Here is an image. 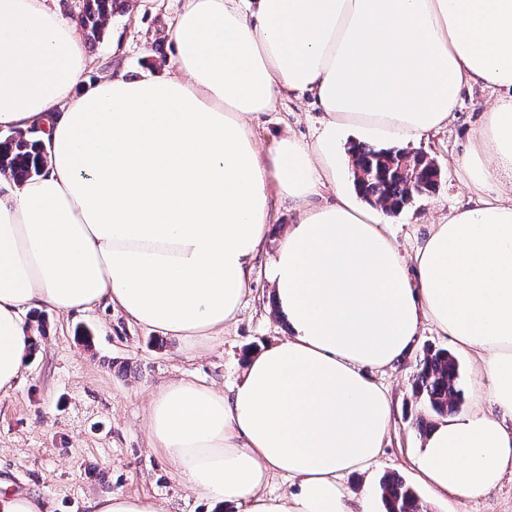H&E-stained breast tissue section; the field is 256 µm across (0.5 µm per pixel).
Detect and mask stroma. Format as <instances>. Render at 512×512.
<instances>
[{
    "label": "stroma",
    "mask_w": 512,
    "mask_h": 512,
    "mask_svg": "<svg viewBox=\"0 0 512 512\" xmlns=\"http://www.w3.org/2000/svg\"><path fill=\"white\" fill-rule=\"evenodd\" d=\"M184 6L185 0H128L103 37L87 45L83 89L114 71L133 79L165 75L175 57L170 28ZM490 105V93H462L448 128L406 143V150L433 158L442 176L432 194L414 197L392 215L388 230L402 254H413L429 224L466 202L456 161ZM323 120L311 96L282 100L258 120L260 147L274 149L288 129L314 142ZM266 266V259L256 262L236 322L210 340L163 336L104 306L85 313L34 311L41 326L36 355L14 391L0 397V483L37 498L45 512H91L94 500L112 495L148 496L165 512H208L207 503L178 481L162 452L151 448L145 409L153 393L181 378L229 390L240 378L245 351L286 337L270 308ZM451 346L426 324L406 355L373 372L393 396L391 426L369 475L351 474L347 483L375 487L395 473L421 495L429 512H512L511 471L479 499L434 495L415 475L412 457L423 442L415 423L428 413L413 392L416 365L426 348Z\"/></svg>",
    "instance_id": "obj_1"
}]
</instances>
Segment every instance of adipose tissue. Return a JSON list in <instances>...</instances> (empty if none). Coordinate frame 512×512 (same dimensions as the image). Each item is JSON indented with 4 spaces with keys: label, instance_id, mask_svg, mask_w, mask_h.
<instances>
[{
    "label": "adipose tissue",
    "instance_id": "obj_1",
    "mask_svg": "<svg viewBox=\"0 0 512 512\" xmlns=\"http://www.w3.org/2000/svg\"><path fill=\"white\" fill-rule=\"evenodd\" d=\"M176 72L79 86L84 43L45 0H0V129L42 130L43 173L0 178V396L37 343L34 309L104 304L188 340L231 325L272 224L296 220L268 267L283 341L250 353L229 392L153 394L152 448L217 512H374L353 492L393 413L370 376L430 323L478 357L512 416V0H186ZM494 96L458 161L469 196L413 258L385 210L338 190L336 133L419 140L463 91ZM311 95L314 143L262 152L255 121ZM413 464L431 490L485 497L512 468V428L473 408L437 423ZM295 489L268 496L273 475Z\"/></svg>",
    "mask_w": 512,
    "mask_h": 512
}]
</instances>
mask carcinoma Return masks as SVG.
Masks as SVG:
<instances>
[{
    "mask_svg": "<svg viewBox=\"0 0 512 512\" xmlns=\"http://www.w3.org/2000/svg\"><path fill=\"white\" fill-rule=\"evenodd\" d=\"M121 2L123 0H84L80 21L91 39L102 36ZM352 153L354 170L372 172V179L367 182L354 177L360 196L370 203L386 196L394 213L412 201L406 183L417 182L420 193L425 194L435 188L440 176L434 160L423 153L376 149L366 144L353 147ZM45 164L40 139L27 132H12L0 138V174L22 184L40 175ZM459 375L458 361L450 351L429 348L417 364L416 394L431 412L439 416L455 413L461 404V389L457 388ZM380 489L385 512H428L416 490L397 475L386 476Z\"/></svg>",
    "mask_w": 512,
    "mask_h": 512,
    "instance_id": "carcinoma-1",
    "label": "carcinoma"
}]
</instances>
